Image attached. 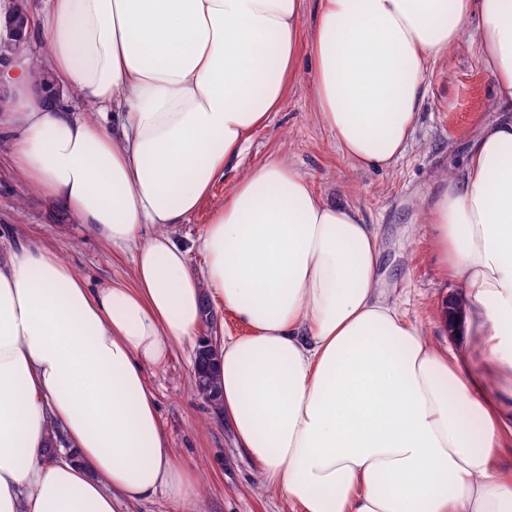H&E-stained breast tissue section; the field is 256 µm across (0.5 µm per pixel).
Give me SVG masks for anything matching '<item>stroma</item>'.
Here are the masks:
<instances>
[{
  "label": "stroma",
  "instance_id": "1",
  "mask_svg": "<svg viewBox=\"0 0 512 512\" xmlns=\"http://www.w3.org/2000/svg\"><path fill=\"white\" fill-rule=\"evenodd\" d=\"M312 69L310 58L301 57L295 85L281 109L252 132L206 201L172 233L191 248L240 175L271 158L288 160L316 192L357 209L366 223L378 225L382 288L433 345L447 347L453 336L438 310L463 287L438 275L422 206L445 175L463 169L482 127L505 115L479 43L463 35L447 57L431 63L415 133L388 169L355 168L344 160L313 110L308 88ZM27 242L50 247L92 287L131 277V255L112 253L86 234L75 217H63L51 199L24 183L12 161L11 142L1 137L0 253ZM188 259L194 269L203 268V256L192 248ZM194 356V348L183 346L163 364L146 366L145 374L172 448L200 480L202 512H292L278 492L256 490L257 467L236 448L229 421L218 417L193 388Z\"/></svg>",
  "mask_w": 512,
  "mask_h": 512
}]
</instances>
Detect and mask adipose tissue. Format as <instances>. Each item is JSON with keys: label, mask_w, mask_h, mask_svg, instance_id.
Returning a JSON list of instances; mask_svg holds the SVG:
<instances>
[{"label": "adipose tissue", "mask_w": 512, "mask_h": 512, "mask_svg": "<svg viewBox=\"0 0 512 512\" xmlns=\"http://www.w3.org/2000/svg\"><path fill=\"white\" fill-rule=\"evenodd\" d=\"M471 20L512 106V0H319L310 26L304 0H48L25 36L46 43L52 83L21 56L0 77V134L24 181L133 270L93 288L44 245L0 256V512H122L160 494L199 512L144 367L196 341L209 299L248 329L215 370L235 443L297 512H512V119L425 206L436 266L464 287L466 334L447 351L381 296L375 225L286 160L232 187L195 242L201 271L171 234L305 53L344 159L392 166L430 63Z\"/></svg>", "instance_id": "1"}]
</instances>
